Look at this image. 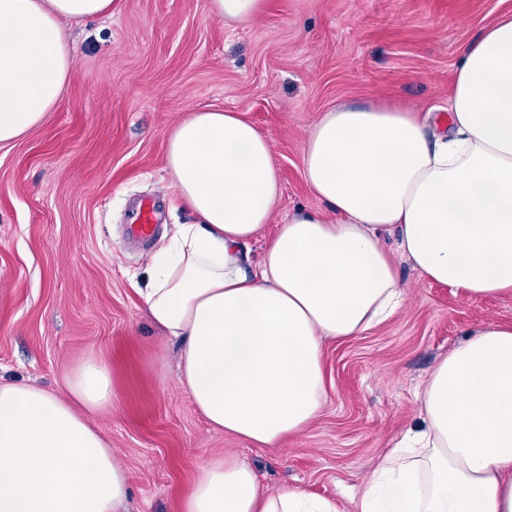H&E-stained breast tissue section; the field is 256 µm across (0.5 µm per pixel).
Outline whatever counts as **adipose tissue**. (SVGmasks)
<instances>
[{"instance_id":"ef3b65f1","label":"adipose tissue","mask_w":512,"mask_h":512,"mask_svg":"<svg viewBox=\"0 0 512 512\" xmlns=\"http://www.w3.org/2000/svg\"><path fill=\"white\" fill-rule=\"evenodd\" d=\"M119 9L0 0V144L60 103L66 23ZM448 116L441 133L432 113L398 105L327 109L302 151L323 208L283 214L272 139L243 113L201 110L172 127L166 171L199 221L176 225L139 294L179 342V383L212 426L263 448L303 432L327 400L325 343L397 313L400 261L469 298L512 294V17L464 48ZM66 391L0 381V512H122L127 469L84 416L112 399L107 364L88 358ZM419 397L420 425L380 456L355 512H512V326L455 347ZM180 512L340 510L303 488L269 490L228 453L200 466Z\"/></svg>"}]
</instances>
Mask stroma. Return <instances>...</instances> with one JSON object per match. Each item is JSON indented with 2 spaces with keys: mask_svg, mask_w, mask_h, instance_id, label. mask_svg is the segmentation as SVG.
Listing matches in <instances>:
<instances>
[{
  "mask_svg": "<svg viewBox=\"0 0 512 512\" xmlns=\"http://www.w3.org/2000/svg\"><path fill=\"white\" fill-rule=\"evenodd\" d=\"M512 0H269L229 26L208 0H122L67 24L73 70L47 122L0 144V378L64 393L89 355L113 399L87 417L125 464V512H179L200 464L235 452L269 489L297 485L354 512L384 449L418 422L417 389L478 328L512 324V295L469 299L408 263L406 298L363 336L327 343L329 400L304 432L260 448L212 428L177 382L179 345L154 330L138 293L174 225L196 223L168 181L164 143L188 112L245 113L271 135L281 209H320L302 149L335 105L399 103L445 114L463 49ZM163 201L146 249L126 241L133 200Z\"/></svg>",
  "mask_w": 512,
  "mask_h": 512,
  "instance_id": "obj_1",
  "label": "stroma"
}]
</instances>
